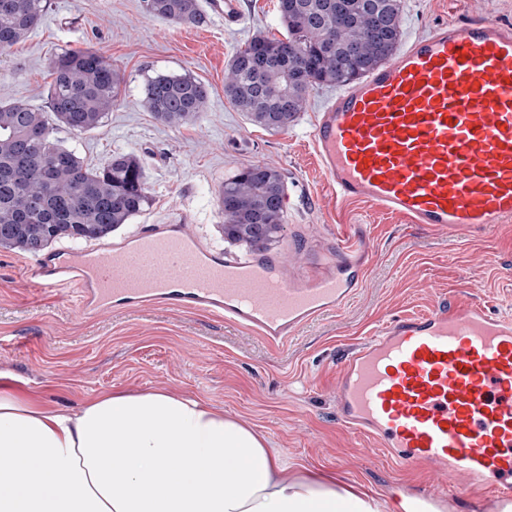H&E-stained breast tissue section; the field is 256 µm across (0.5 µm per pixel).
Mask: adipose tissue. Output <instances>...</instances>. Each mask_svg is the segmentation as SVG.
Wrapping results in <instances>:
<instances>
[{
    "label": "adipose tissue",
    "instance_id": "obj_1",
    "mask_svg": "<svg viewBox=\"0 0 512 512\" xmlns=\"http://www.w3.org/2000/svg\"><path fill=\"white\" fill-rule=\"evenodd\" d=\"M0 512H381L364 487L311 468L206 401L144 390L78 410L0 374Z\"/></svg>",
    "mask_w": 512,
    "mask_h": 512
}]
</instances>
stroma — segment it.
Returning a JSON list of instances; mask_svg holds the SVG:
<instances>
[{"label": "stroma", "mask_w": 512, "mask_h": 512, "mask_svg": "<svg viewBox=\"0 0 512 512\" xmlns=\"http://www.w3.org/2000/svg\"><path fill=\"white\" fill-rule=\"evenodd\" d=\"M240 8L238 24L225 25L212 12L197 27L150 16L141 0H50L38 27L0 56V103L46 109L58 47L103 53L118 76L111 111L95 130L61 128L56 136L93 164L115 152L143 158L152 204L112 240L144 224L185 222L206 243L244 253L224 239L220 194L242 167L268 164L285 182V222L270 253L299 269L304 255L335 252L336 228L345 226L372 244L363 287L342 311L273 347L237 325L170 308L82 320L73 293L33 287L25 253L0 248V374L11 376L17 391L69 410L104 391L192 395L266 435L289 463L373 488L382 512H401L408 494L437 512H467V476L451 479L434 463L404 467L368 453V440L337 413L336 372L385 321L424 313L441 295L512 315V224L446 229L408 223L363 201H337L309 137L329 89L312 90L304 111L280 132L251 124L225 98L232 55L255 34H283L277 0H240ZM472 17L512 26V0H404L401 39ZM158 74H189L208 86L209 105L196 123L171 127L142 107L144 86Z\"/></svg>", "instance_id": "35a3bbf8"}]
</instances>
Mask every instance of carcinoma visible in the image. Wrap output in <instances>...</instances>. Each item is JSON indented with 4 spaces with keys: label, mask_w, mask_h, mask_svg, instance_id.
Returning a JSON list of instances; mask_svg holds the SVG:
<instances>
[{
    "label": "carcinoma",
    "mask_w": 512,
    "mask_h": 512,
    "mask_svg": "<svg viewBox=\"0 0 512 512\" xmlns=\"http://www.w3.org/2000/svg\"><path fill=\"white\" fill-rule=\"evenodd\" d=\"M144 10L176 24L202 25L200 0H142ZM48 0H0V52L40 23ZM284 38L257 34L229 60L224 96L248 120L283 131L315 88L343 86L391 57L401 38L403 0H279ZM48 111L0 104V248L39 252L63 239L103 240L149 208L144 166L117 153L91 166L55 137L57 128L89 132L117 97L104 56L64 48L53 61ZM208 87L185 75H158L142 105L170 126L194 123ZM282 173L250 165L224 180V234L251 252L269 248L284 224Z\"/></svg>",
    "instance_id": "cac0c4a2"
}]
</instances>
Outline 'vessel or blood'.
I'll use <instances>...</instances> for the list:
<instances>
[{
    "mask_svg": "<svg viewBox=\"0 0 512 512\" xmlns=\"http://www.w3.org/2000/svg\"><path fill=\"white\" fill-rule=\"evenodd\" d=\"M309 136L337 200L412 224L512 223V27L448 21L329 97ZM335 255L289 272L276 256L229 259L186 224L118 243L37 254L35 286L76 289V313L164 305L248 328L272 344L342 309L364 284L371 246L337 234ZM336 409L401 466L435 463L476 495L512 501V317L440 299L396 316L337 372Z\"/></svg>",
    "mask_w": 512,
    "mask_h": 512,
    "instance_id": "vessel-or-blood-1",
    "label": "vessel or blood"
}]
</instances>
